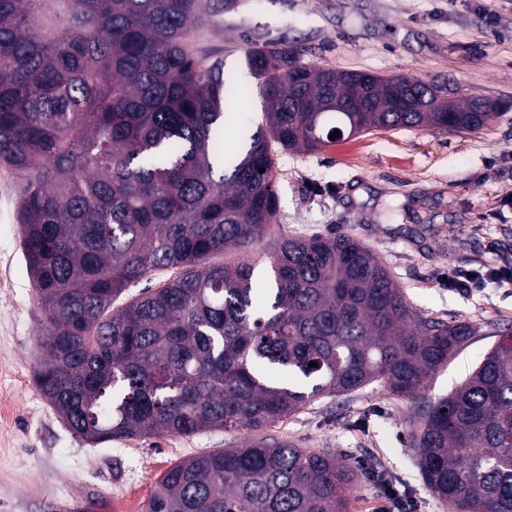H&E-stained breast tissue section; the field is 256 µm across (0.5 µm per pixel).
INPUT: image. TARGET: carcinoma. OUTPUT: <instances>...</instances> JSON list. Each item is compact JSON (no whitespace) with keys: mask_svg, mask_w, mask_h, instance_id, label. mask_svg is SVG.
<instances>
[{"mask_svg":"<svg viewBox=\"0 0 512 512\" xmlns=\"http://www.w3.org/2000/svg\"><path fill=\"white\" fill-rule=\"evenodd\" d=\"M44 2L0 0V163L22 180L21 244L45 312L36 385L66 425L96 444L252 434L169 468L147 512H352L347 456L256 432L378 382L413 399L416 465L448 512H512V327L447 396L425 397L475 326L413 321L349 236L270 234L275 148L316 150L355 125L471 131L494 113L439 104L448 88L415 78L327 77L278 43L247 51L254 89L228 82L188 44L207 0H56L62 34ZM251 91L261 124L227 152ZM220 253L237 260L210 262ZM179 270L167 269L161 271H153L151 275L142 279V281L136 286H131L115 301V307H121L127 300L133 299L136 295L141 294L142 290L147 286H156L163 280H167L170 277L176 275Z\"/></svg>","mask_w":512,"mask_h":512,"instance_id":"1","label":"carcinoma"}]
</instances>
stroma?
Instances as JSON below:
<instances>
[{
	"instance_id": "1",
	"label": "stroma",
	"mask_w": 512,
	"mask_h": 512,
	"mask_svg": "<svg viewBox=\"0 0 512 512\" xmlns=\"http://www.w3.org/2000/svg\"><path fill=\"white\" fill-rule=\"evenodd\" d=\"M188 40L243 84L253 81L247 50L277 41L323 68L418 78L457 100L498 103L473 131L377 129L274 154L283 234L352 236L379 254L412 312L477 327L427 383L429 397L447 395L512 325V288L448 285L512 265V0H210ZM19 190L0 164V512H145L170 467L243 437L209 430L91 445L66 426L34 380L45 314L22 253ZM410 415L409 399L373 384L320 396L269 432L359 465L355 512H379L389 494L413 512H448L415 464Z\"/></svg>"
}]
</instances>
